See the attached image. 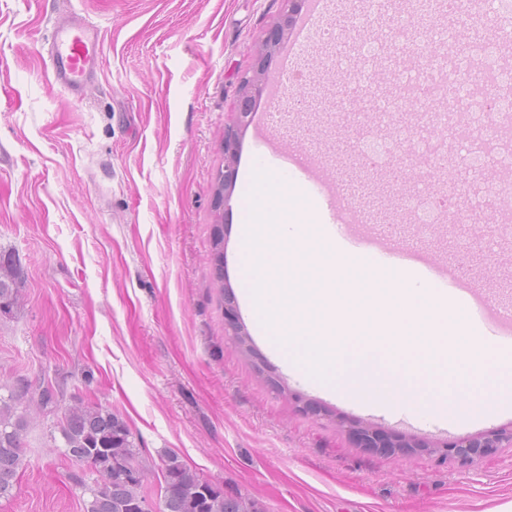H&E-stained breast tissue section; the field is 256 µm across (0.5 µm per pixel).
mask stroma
Here are the masks:
<instances>
[{"label": "stroma", "instance_id": "stroma-1", "mask_svg": "<svg viewBox=\"0 0 512 512\" xmlns=\"http://www.w3.org/2000/svg\"><path fill=\"white\" fill-rule=\"evenodd\" d=\"M390 0H327L332 42H288L266 62L255 47L284 0H0V254L17 265L21 293L0 315V394L22 393L28 420L23 464L0 512H83L82 466L64 456V407L100 405L122 415L150 460L174 453L246 495L264 512H512V444L466 464L424 448L380 454L358 447L338 418L373 423L424 442L512 427V408L453 423L410 408L384 410L323 393L283 367L248 313L237 273L242 192L215 204L224 125L245 72L264 65L253 120L242 130L238 170L287 152L298 191L316 217L341 224L346 199L358 223L389 230L391 255L455 260L453 239L423 232L403 211L414 179L377 170L361 131L394 73L418 61L416 34L431 38L448 13ZM96 28L95 77L73 99L49 72L59 17ZM493 14L459 28L469 53L498 44L512 65V36ZM400 29L390 60L375 59L369 89L336 71L363 36ZM294 55L293 85L283 68ZM224 225V269L211 244ZM462 235L473 285L493 308H512V240L486 243L484 226ZM232 303H225V295ZM233 306L251 335L227 330ZM52 385L59 406L35 397Z\"/></svg>", "mask_w": 512, "mask_h": 512}]
</instances>
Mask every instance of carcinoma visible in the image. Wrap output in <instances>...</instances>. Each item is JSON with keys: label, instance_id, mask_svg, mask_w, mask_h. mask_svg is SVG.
<instances>
[{"label": "carcinoma", "instance_id": "cac0c4a2", "mask_svg": "<svg viewBox=\"0 0 512 512\" xmlns=\"http://www.w3.org/2000/svg\"><path fill=\"white\" fill-rule=\"evenodd\" d=\"M212 260L224 267L223 225H215ZM18 271L13 261L0 256V312L16 304ZM18 395L0 397V498L10 495L22 465L26 423L16 414ZM66 455L95 475L79 480L87 494L85 512H133L146 499L144 481L153 467L161 478L162 512H262L250 497L224 496L221 484L200 476L176 454H166L159 464L144 459L132 432L118 414L101 406L67 408L61 422Z\"/></svg>", "mask_w": 512, "mask_h": 512}]
</instances>
